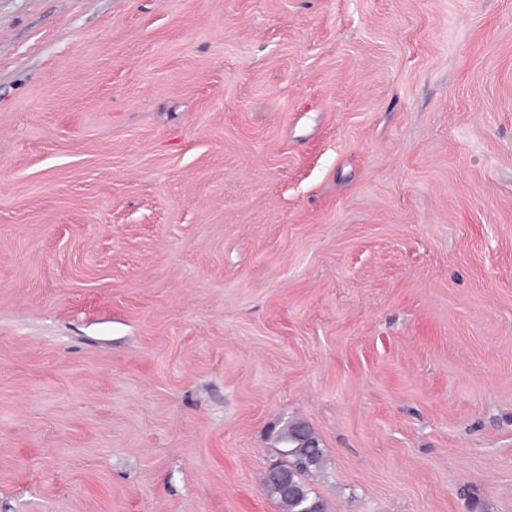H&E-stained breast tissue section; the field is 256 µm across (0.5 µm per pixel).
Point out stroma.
Wrapping results in <instances>:
<instances>
[{
    "label": "stroma",
    "mask_w": 512,
    "mask_h": 512,
    "mask_svg": "<svg viewBox=\"0 0 512 512\" xmlns=\"http://www.w3.org/2000/svg\"><path fill=\"white\" fill-rule=\"evenodd\" d=\"M512 512V0H0V512ZM278 441L284 445L287 461L268 471L265 489L284 512H327L324 500L304 479L323 461V449L311 428L302 422H291L278 434Z\"/></svg>",
    "instance_id": "stroma-1"
}]
</instances>
